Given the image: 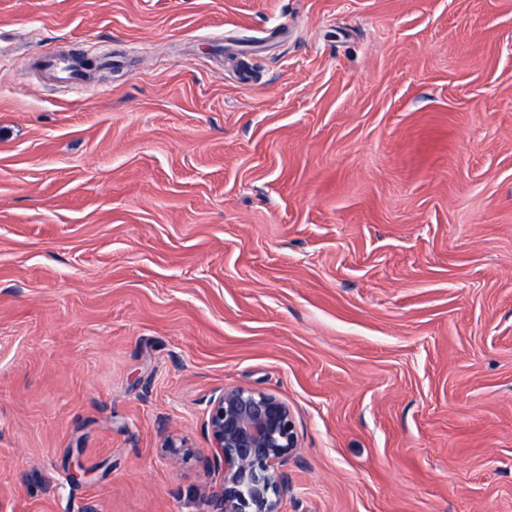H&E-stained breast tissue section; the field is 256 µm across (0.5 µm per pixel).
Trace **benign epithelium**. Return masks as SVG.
<instances>
[{
  "mask_svg": "<svg viewBox=\"0 0 512 512\" xmlns=\"http://www.w3.org/2000/svg\"><path fill=\"white\" fill-rule=\"evenodd\" d=\"M205 430L223 468L211 512H283L288 480L282 466L298 449L294 415L276 396L222 388L209 401Z\"/></svg>",
  "mask_w": 512,
  "mask_h": 512,
  "instance_id": "benign-epithelium-1",
  "label": "benign epithelium"
}]
</instances>
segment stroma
<instances>
[{
    "mask_svg": "<svg viewBox=\"0 0 512 512\" xmlns=\"http://www.w3.org/2000/svg\"><path fill=\"white\" fill-rule=\"evenodd\" d=\"M223 387L284 512H512V0H0V512H207ZM43 64L46 68L51 70L59 79L72 82L78 87L90 88V81L80 70L77 63L64 56H59L54 53H49V56L44 57ZM205 430L223 472L209 512H283L282 466L299 448L294 415L275 395L222 388L209 401Z\"/></svg>",
    "mask_w": 512,
    "mask_h": 512,
    "instance_id": "obj_1",
    "label": "stroma"
}]
</instances>
